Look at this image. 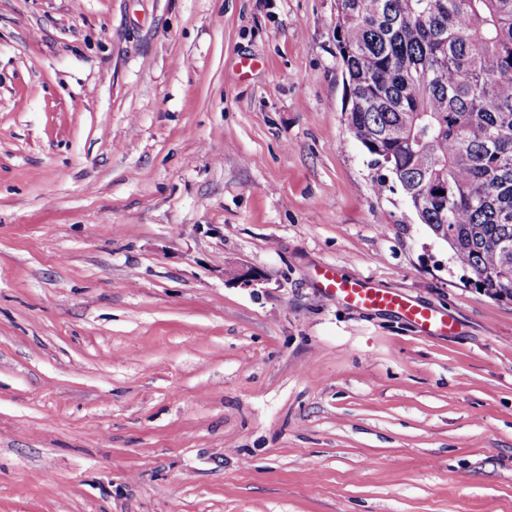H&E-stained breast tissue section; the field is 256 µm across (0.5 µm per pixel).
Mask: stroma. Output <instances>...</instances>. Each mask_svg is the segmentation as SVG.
Segmentation results:
<instances>
[{"label":"stroma","instance_id":"35a3bbf8","mask_svg":"<svg viewBox=\"0 0 512 512\" xmlns=\"http://www.w3.org/2000/svg\"><path fill=\"white\" fill-rule=\"evenodd\" d=\"M347 102L336 0H0V512H512V302ZM320 285L327 295L336 297V301L365 312H394L413 322L425 333L441 334L454 326V322L448 317L425 308L398 292L376 288L359 278L346 279L327 270L322 273Z\"/></svg>","mask_w":512,"mask_h":512}]
</instances>
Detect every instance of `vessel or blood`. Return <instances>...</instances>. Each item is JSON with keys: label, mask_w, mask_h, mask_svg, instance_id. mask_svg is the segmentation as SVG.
Returning <instances> with one entry per match:
<instances>
[{"label": "vessel or blood", "mask_w": 512, "mask_h": 512, "mask_svg": "<svg viewBox=\"0 0 512 512\" xmlns=\"http://www.w3.org/2000/svg\"><path fill=\"white\" fill-rule=\"evenodd\" d=\"M329 296L367 312L390 311L413 322L422 332L441 334L452 329L448 317L409 300L406 296L359 279H346L336 272L325 271L320 282Z\"/></svg>", "instance_id": "b4317fda"}]
</instances>
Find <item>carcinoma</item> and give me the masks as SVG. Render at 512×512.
<instances>
[{"mask_svg":"<svg viewBox=\"0 0 512 512\" xmlns=\"http://www.w3.org/2000/svg\"><path fill=\"white\" fill-rule=\"evenodd\" d=\"M336 36L350 135L512 301V0H336Z\"/></svg>","mask_w":512,"mask_h":512,"instance_id":"carcinoma-1","label":"carcinoma"}]
</instances>
